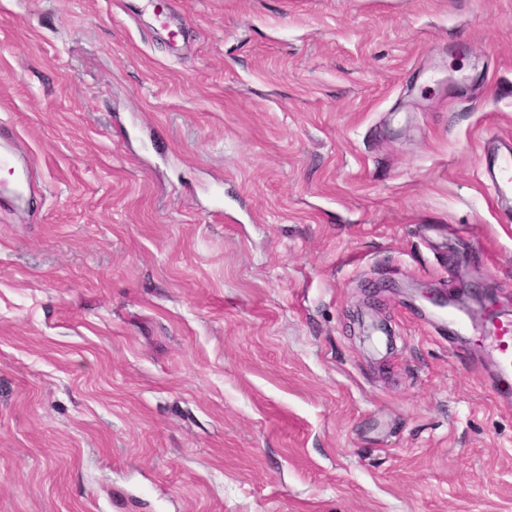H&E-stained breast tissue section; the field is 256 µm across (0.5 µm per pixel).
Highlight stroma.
<instances>
[{
	"label": "stroma",
	"mask_w": 512,
	"mask_h": 512,
	"mask_svg": "<svg viewBox=\"0 0 512 512\" xmlns=\"http://www.w3.org/2000/svg\"><path fill=\"white\" fill-rule=\"evenodd\" d=\"M0 127V512H512V0H0ZM0 167L11 165L16 177L12 187L4 188V183L0 184V208L1 206L20 205L27 201V192L32 185V168L30 163L22 166L19 163L17 154L13 150L11 138H5L4 133L1 138L0 131ZM492 190L497 196L512 194V155L511 152L494 153L489 160ZM472 330L493 351L492 391L501 399H512V320L490 310Z\"/></svg>",
	"instance_id": "obj_1"
}]
</instances>
